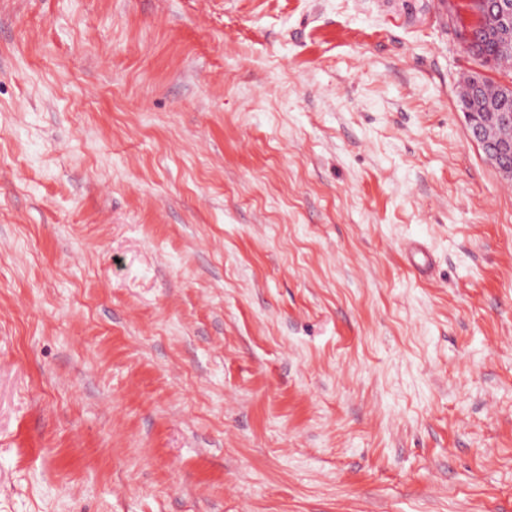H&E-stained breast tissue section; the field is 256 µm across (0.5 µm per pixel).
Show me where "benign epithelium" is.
<instances>
[{
	"label": "benign epithelium",
	"instance_id": "7a95c632",
	"mask_svg": "<svg viewBox=\"0 0 512 512\" xmlns=\"http://www.w3.org/2000/svg\"><path fill=\"white\" fill-rule=\"evenodd\" d=\"M485 34L504 44L512 42V10L502 0H484L482 11ZM487 75L477 71L463 78L466 95L460 99L468 136L481 149L485 159L505 180L512 181V136H492L488 120L512 128V83H500L501 93L491 98L486 93Z\"/></svg>",
	"mask_w": 512,
	"mask_h": 512
}]
</instances>
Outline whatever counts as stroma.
<instances>
[{
  "label": "stroma",
  "mask_w": 512,
  "mask_h": 512,
  "mask_svg": "<svg viewBox=\"0 0 512 512\" xmlns=\"http://www.w3.org/2000/svg\"><path fill=\"white\" fill-rule=\"evenodd\" d=\"M471 19L0 0V512H512Z\"/></svg>",
  "instance_id": "obj_1"
}]
</instances>
